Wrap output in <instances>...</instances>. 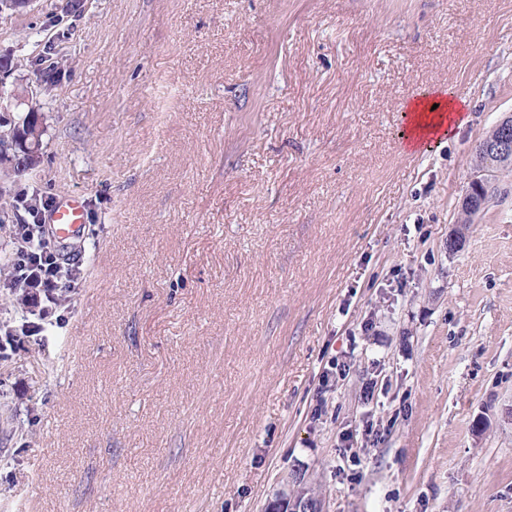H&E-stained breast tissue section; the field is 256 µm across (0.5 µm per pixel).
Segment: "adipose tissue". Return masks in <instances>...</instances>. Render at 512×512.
I'll return each instance as SVG.
<instances>
[{
    "instance_id": "adipose-tissue-1",
    "label": "adipose tissue",
    "mask_w": 512,
    "mask_h": 512,
    "mask_svg": "<svg viewBox=\"0 0 512 512\" xmlns=\"http://www.w3.org/2000/svg\"><path fill=\"white\" fill-rule=\"evenodd\" d=\"M466 99L456 97L451 89L438 88L436 96H417L403 105L400 133L402 147L407 152L424 150L430 141L453 134L467 121Z\"/></svg>"
}]
</instances>
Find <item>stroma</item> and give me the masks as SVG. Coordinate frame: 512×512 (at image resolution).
<instances>
[{"mask_svg":"<svg viewBox=\"0 0 512 512\" xmlns=\"http://www.w3.org/2000/svg\"><path fill=\"white\" fill-rule=\"evenodd\" d=\"M1 56L45 127L21 187L86 224L62 326L0 309V512H265L297 476L512 512V168L448 248L512 0H36ZM437 85L468 120L404 152Z\"/></svg>","mask_w":512,"mask_h":512,"instance_id":"1","label":"stroma"}]
</instances>
